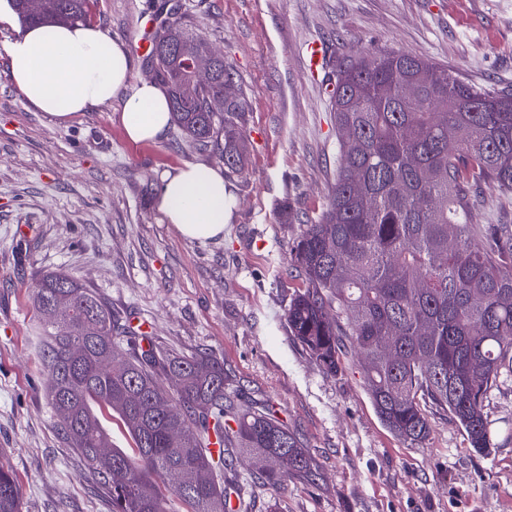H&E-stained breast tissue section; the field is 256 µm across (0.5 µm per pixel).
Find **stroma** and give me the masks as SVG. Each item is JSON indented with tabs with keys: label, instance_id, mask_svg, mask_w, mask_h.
Listing matches in <instances>:
<instances>
[{
	"label": "stroma",
	"instance_id": "stroma-1",
	"mask_svg": "<svg viewBox=\"0 0 512 512\" xmlns=\"http://www.w3.org/2000/svg\"><path fill=\"white\" fill-rule=\"evenodd\" d=\"M179 4L193 33L223 54L249 111L248 160L225 178L237 204L222 239L181 237L155 197L165 172L222 167L214 146L169 127L128 139L121 104L61 122L32 107L7 75L20 22L0 23V465L23 512H112V499L69 448L49 405L32 289L66 271L93 288L119 325H149L156 346L223 359L231 387L268 405L319 466L282 493L254 460L225 470L247 489L245 512H512V387L487 406L494 446L480 454L450 417L431 418L417 446L377 417L354 351L326 373L290 335L288 303L303 280L288 249L321 214L340 136L329 80L360 49L402 50L479 87L512 89V0H91L87 21L131 45L136 19ZM328 50L309 71L308 42ZM473 224H512V192L488 183Z\"/></svg>",
	"mask_w": 512,
	"mask_h": 512
}]
</instances>
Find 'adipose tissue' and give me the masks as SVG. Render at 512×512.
<instances>
[{
	"instance_id": "1",
	"label": "adipose tissue",
	"mask_w": 512,
	"mask_h": 512,
	"mask_svg": "<svg viewBox=\"0 0 512 512\" xmlns=\"http://www.w3.org/2000/svg\"><path fill=\"white\" fill-rule=\"evenodd\" d=\"M6 52L12 82L31 106L51 117L65 121L119 98L131 141L159 140L170 126L163 89L145 82L126 92L128 57L121 44L99 27L81 21L29 26L20 30ZM155 204L181 236L210 240L223 236L234 198L221 169L188 164L165 175Z\"/></svg>"
}]
</instances>
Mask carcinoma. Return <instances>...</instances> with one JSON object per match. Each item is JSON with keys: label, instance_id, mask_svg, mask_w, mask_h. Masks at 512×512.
<instances>
[{"label": "carcinoma", "instance_id": "1", "mask_svg": "<svg viewBox=\"0 0 512 512\" xmlns=\"http://www.w3.org/2000/svg\"><path fill=\"white\" fill-rule=\"evenodd\" d=\"M88 0H12L28 24L82 20ZM210 64L208 83L194 65ZM147 63L172 117L192 142L224 138V168L243 170L238 125L243 93L224 96L230 65L182 22L156 37ZM413 84L419 98L404 89ZM224 100V111L210 103ZM339 143L336 180L318 219L290 245L304 277L288 304L291 336L329 373L346 347L365 359L363 382L383 424L423 444L430 414L444 413L470 447H493L486 402L512 379V224H471L473 188L492 182L512 192V93L476 87L405 51L361 52L336 67L330 95ZM42 368L47 400L69 447L94 469L112 512H233L217 470L234 457L261 458L276 489L314 476L312 458L268 411L228 393L224 362L122 345L112 310L65 272L41 278ZM176 382V399L160 379ZM118 415L134 448H114L103 412ZM235 426H230L229 422ZM222 446L218 455L210 447ZM12 471L0 467V512H22Z\"/></svg>", "mask_w": 512, "mask_h": 512}]
</instances>
